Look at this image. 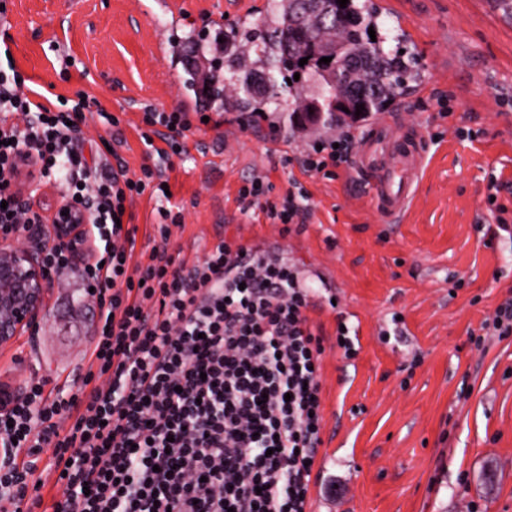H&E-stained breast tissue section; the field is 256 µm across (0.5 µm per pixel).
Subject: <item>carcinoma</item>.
Returning <instances> with one entry per match:
<instances>
[{
    "label": "carcinoma",
    "mask_w": 512,
    "mask_h": 512,
    "mask_svg": "<svg viewBox=\"0 0 512 512\" xmlns=\"http://www.w3.org/2000/svg\"><path fill=\"white\" fill-rule=\"evenodd\" d=\"M303 0H270L264 31L242 34L234 31L224 38V66L189 86L208 87L207 93L222 97L232 107L255 113L269 111L283 95L291 98L292 112L301 114L320 101L325 106L323 125L356 124L374 112H383L410 83L419 78L413 58L388 49L384 41L371 40L368 30L379 29L380 13L373 0H348L322 14L308 11ZM304 30L317 43L336 46V60L320 62L315 53L285 52V32ZM308 58L301 66L299 61ZM299 80H294V74ZM268 87L251 89L258 75ZM363 105L355 115L356 105Z\"/></svg>",
    "instance_id": "carcinoma-1"
}]
</instances>
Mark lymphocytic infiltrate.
Masks as SVG:
<instances>
[{
	"label": "lymphocytic infiltrate",
	"mask_w": 512,
	"mask_h": 512,
	"mask_svg": "<svg viewBox=\"0 0 512 512\" xmlns=\"http://www.w3.org/2000/svg\"><path fill=\"white\" fill-rule=\"evenodd\" d=\"M0 68V227L42 224L11 188L18 161L34 159L38 180L59 178L64 202L81 203L92 226L95 260L74 269L48 250L55 273L77 271L97 306L85 373L54 397L45 383H26L0 413V512L22 505L50 512H308L321 443L322 345L308 325L310 291L282 259L245 257V244L221 240L193 266L168 252L181 213L161 210L158 239L146 261H134L135 227L127 208L144 195H165L164 165L193 128L189 112L145 105L142 139L157 163L139 173L89 163L80 125L85 101H40ZM22 124L5 123V115ZM350 132L309 146L297 163L309 175L350 172ZM267 176L238 190L242 212L260 210L275 224H300L304 190L269 198ZM55 475L43 499L35 475L41 459Z\"/></svg>",
	"instance_id": "f902f5d3"
}]
</instances>
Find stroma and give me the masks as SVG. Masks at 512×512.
Instances as JSON below:
<instances>
[{
	"mask_svg": "<svg viewBox=\"0 0 512 512\" xmlns=\"http://www.w3.org/2000/svg\"><path fill=\"white\" fill-rule=\"evenodd\" d=\"M375 2L380 35L399 37L421 70L398 117L426 142V172L399 224L345 177L301 171L296 157L321 134L296 132L288 110L243 130L242 113L185 89L199 36L261 29L268 0H10L0 66L47 97L95 98L83 132L110 140L103 163L132 173L147 161L141 105L210 116L170 158L171 199L130 206L135 252L149 254L159 209H178L176 261L193 265L238 238L287 253L311 288L323 427L310 512H512V335L477 341L512 297V240L486 203L498 180L512 223V22L492 0ZM255 172L271 198L293 180L309 193L305 224L287 231L240 211L238 190ZM60 280L36 334L0 349V382L40 378L53 393L83 359L98 310L73 274ZM341 317L359 340L351 358L336 345Z\"/></svg>",
	"mask_w": 512,
	"mask_h": 512,
	"instance_id": "obj_1",
	"label": "stroma"
}]
</instances>
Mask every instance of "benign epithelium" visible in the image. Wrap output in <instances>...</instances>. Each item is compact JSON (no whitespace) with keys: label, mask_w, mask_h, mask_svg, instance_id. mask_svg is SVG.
Wrapping results in <instances>:
<instances>
[{"label":"benign epithelium","mask_w":512,"mask_h":512,"mask_svg":"<svg viewBox=\"0 0 512 512\" xmlns=\"http://www.w3.org/2000/svg\"><path fill=\"white\" fill-rule=\"evenodd\" d=\"M53 246L79 264L94 259L92 226L81 206L59 207L48 224L0 228V349L26 332L35 334L48 316L50 300L61 288L46 261V251ZM20 397L19 390L0 383V412L10 410Z\"/></svg>","instance_id":"1"}]
</instances>
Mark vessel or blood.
I'll return each mask as SVG.
<instances>
[{
  "label": "vessel or blood",
  "instance_id": "vessel-or-blood-1",
  "mask_svg": "<svg viewBox=\"0 0 512 512\" xmlns=\"http://www.w3.org/2000/svg\"><path fill=\"white\" fill-rule=\"evenodd\" d=\"M427 152L424 142L406 137L388 117L366 132L355 164L386 223H400L413 205Z\"/></svg>",
  "mask_w": 512,
  "mask_h": 512
}]
</instances>
